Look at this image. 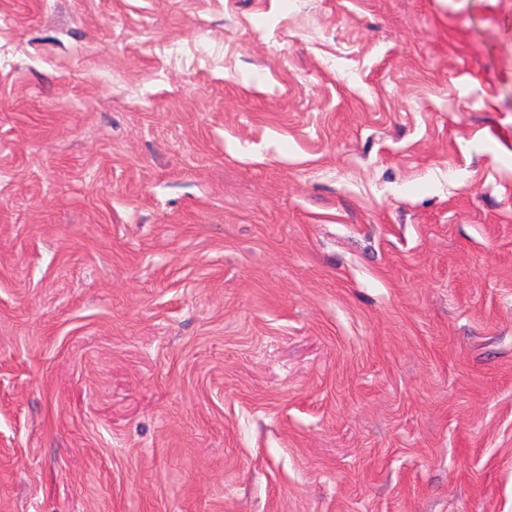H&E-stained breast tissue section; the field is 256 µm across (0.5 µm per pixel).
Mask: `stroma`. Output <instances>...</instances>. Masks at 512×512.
Segmentation results:
<instances>
[{
    "label": "stroma",
    "instance_id": "stroma-1",
    "mask_svg": "<svg viewBox=\"0 0 512 512\" xmlns=\"http://www.w3.org/2000/svg\"><path fill=\"white\" fill-rule=\"evenodd\" d=\"M0 512H512V0H0Z\"/></svg>",
    "mask_w": 512,
    "mask_h": 512
}]
</instances>
